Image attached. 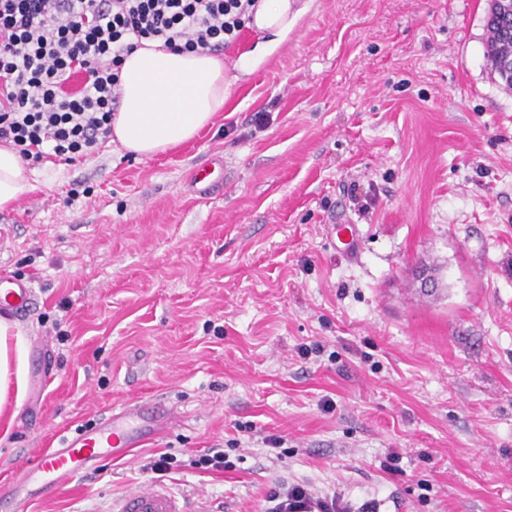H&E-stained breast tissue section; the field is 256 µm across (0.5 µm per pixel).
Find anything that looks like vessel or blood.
Returning a JSON list of instances; mask_svg holds the SVG:
<instances>
[{"label": "vessel or blood", "instance_id": "vessel-or-blood-1", "mask_svg": "<svg viewBox=\"0 0 512 512\" xmlns=\"http://www.w3.org/2000/svg\"><path fill=\"white\" fill-rule=\"evenodd\" d=\"M191 183L200 196L209 195L224 182V163L220 160L195 169ZM331 242L336 250L353 251L357 238L353 225L337 224L331 228ZM32 290L23 281L0 274V312L20 315L28 310ZM151 418L153 424L166 420V413L157 407L141 403L128 404L120 413L111 415L97 427L73 436H62L57 448L30 459L15 476L11 487L19 489L37 481L60 488L83 474L98 455L117 449L139 447L136 423ZM113 512H187L185 504L175 494L160 486L136 489L114 504Z\"/></svg>", "mask_w": 512, "mask_h": 512}]
</instances>
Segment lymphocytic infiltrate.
I'll return each mask as SVG.
<instances>
[{
  "label": "lymphocytic infiltrate",
  "instance_id": "1",
  "mask_svg": "<svg viewBox=\"0 0 512 512\" xmlns=\"http://www.w3.org/2000/svg\"><path fill=\"white\" fill-rule=\"evenodd\" d=\"M256 0H0V141L65 162L112 136L125 55L145 40L212 52L237 40ZM265 512H378L306 482H279Z\"/></svg>",
  "mask_w": 512,
  "mask_h": 512
}]
</instances>
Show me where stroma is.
Returning a JSON list of instances; mask_svg holds the SVG:
<instances>
[{
	"mask_svg": "<svg viewBox=\"0 0 512 512\" xmlns=\"http://www.w3.org/2000/svg\"><path fill=\"white\" fill-rule=\"evenodd\" d=\"M488 8L310 0L194 140L33 164L0 211V271L33 289L14 322L54 379L0 433V490L54 436L143 402L174 422L30 484L28 512H109L163 453L190 512H264L281 480L379 512H512V88ZM219 158L200 197L190 174ZM216 447L232 469L198 467ZM487 39L485 42V53L487 61L493 65V74L497 75L505 83H512V37H504L493 18H486ZM504 57V58H503ZM330 238L333 247L342 252L353 251L358 243L354 226L351 224L332 225Z\"/></svg>",
	"mask_w": 512,
	"mask_h": 512,
	"instance_id": "1",
	"label": "stroma"
}]
</instances>
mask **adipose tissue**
Segmentation results:
<instances>
[{"label":"adipose tissue","instance_id":"obj_1","mask_svg":"<svg viewBox=\"0 0 512 512\" xmlns=\"http://www.w3.org/2000/svg\"><path fill=\"white\" fill-rule=\"evenodd\" d=\"M302 11L297 0H258L250 25L267 40L233 64L209 52L176 53L162 41L126 55L119 74L122 105L112 118V141L150 156L194 139L223 111L238 75L251 73L288 36ZM30 171L10 146L0 145V210L30 189ZM29 392L27 350L20 331L0 318V421Z\"/></svg>","mask_w":512,"mask_h":512}]
</instances>
